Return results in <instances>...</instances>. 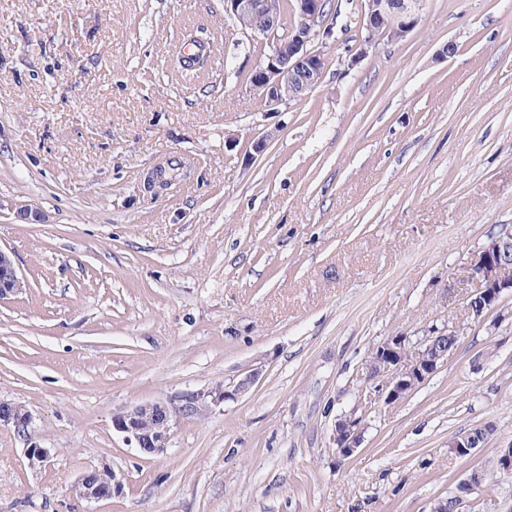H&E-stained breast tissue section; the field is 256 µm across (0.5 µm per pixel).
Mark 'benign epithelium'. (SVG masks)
I'll list each match as a JSON object with an SVG mask.
<instances>
[{"mask_svg": "<svg viewBox=\"0 0 512 512\" xmlns=\"http://www.w3.org/2000/svg\"><path fill=\"white\" fill-rule=\"evenodd\" d=\"M327 0H292L291 11L295 22L288 34H278L280 24L277 0H224V13L239 22L241 32L252 41L267 47L264 58L250 71V87L260 92L267 107L300 99L316 88L326 68L324 50L314 43L333 36L327 28L325 6ZM425 0H365L361 37L355 59L368 55L380 41H399L406 38L419 24ZM295 83V94L285 97L284 85ZM512 225L502 224L489 236L487 244L472 254L469 261V279L474 289L464 297L469 318L482 325L489 313L505 295H512ZM26 288L12 256L0 249V301L14 296ZM459 330L444 326L428 329L411 341L397 333L374 346L379 371L372 378L380 381L376 388L378 399L386 405L402 401L448 361V349L443 340L458 338ZM259 371L252 369L240 379L185 396L179 406L165 401L135 405L115 413L112 427L124 435L126 441L149 454L164 452L171 441L173 428L180 415H197L208 405L235 400L247 393L256 383ZM32 414L20 403L0 400V428L11 427L23 434L30 433ZM493 431L488 424L463 435L451 448L458 454L472 456L485 446L484 437ZM332 444L340 459L352 457L360 448L362 437L357 419L345 416L336 420ZM51 458V450L36 441L25 448L28 468L40 470ZM487 472L471 470L459 480L451 492L450 504L443 509L468 512L471 498L484 486ZM80 498L95 502L112 497V468L104 464L83 474L73 486Z\"/></svg>", "mask_w": 512, "mask_h": 512, "instance_id": "1", "label": "benign epithelium"}]
</instances>
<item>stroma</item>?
<instances>
[{
    "label": "stroma",
    "instance_id": "35a3bbf8",
    "mask_svg": "<svg viewBox=\"0 0 512 512\" xmlns=\"http://www.w3.org/2000/svg\"><path fill=\"white\" fill-rule=\"evenodd\" d=\"M337 3L320 84L271 110L223 0H0V248L27 283L0 301V398L52 451L31 471L0 429V512H429L476 466L486 506H512V297L480 326L462 303L472 253L512 224V0H427L354 65L363 3ZM200 23L217 49L189 85L172 55ZM449 322L447 363L377 404L372 347ZM255 367L162 454L112 427ZM105 464L111 498L71 493ZM331 440L338 458H351L360 448L362 441L359 421L350 416L337 419ZM493 431L491 425H478L476 429L467 432L462 436L463 442L455 441L451 448L458 454H464L471 457L479 448H483L486 444L484 437L490 435Z\"/></svg>",
    "mask_w": 512,
    "mask_h": 512
}]
</instances>
